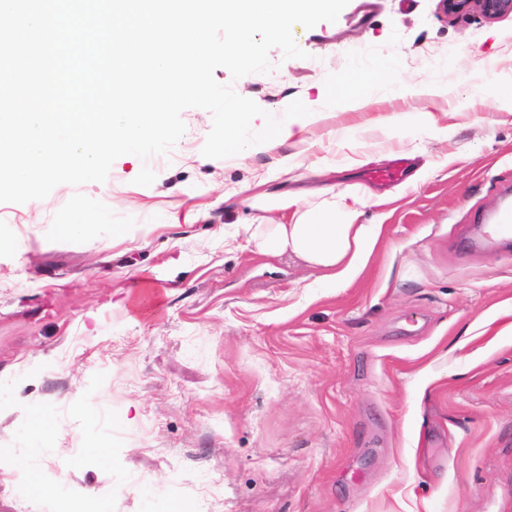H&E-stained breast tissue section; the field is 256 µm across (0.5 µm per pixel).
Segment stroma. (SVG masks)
<instances>
[{"label": "stroma", "instance_id": "35a3bbf8", "mask_svg": "<svg viewBox=\"0 0 512 512\" xmlns=\"http://www.w3.org/2000/svg\"><path fill=\"white\" fill-rule=\"evenodd\" d=\"M297 44L214 77L305 113L302 135L210 159L212 115L190 108L168 154L0 203V512H512V316L478 333L512 306V247L460 241L512 207V13L349 0ZM385 62L437 96L385 99ZM425 111L452 113L448 135L412 121ZM400 157L417 184L366 179ZM317 187L363 196L358 223L382 227L340 288L248 231ZM77 211L121 230L60 238Z\"/></svg>", "mask_w": 512, "mask_h": 512}]
</instances>
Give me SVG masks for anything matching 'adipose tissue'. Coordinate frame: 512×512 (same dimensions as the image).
I'll use <instances>...</instances> for the list:
<instances>
[{"mask_svg":"<svg viewBox=\"0 0 512 512\" xmlns=\"http://www.w3.org/2000/svg\"><path fill=\"white\" fill-rule=\"evenodd\" d=\"M360 202L340 191L321 205L301 209L291 196L285 201L293 210L290 222L255 225L251 238L260 253L294 254L318 270L320 284L342 286L362 272L379 240V225L358 223Z\"/></svg>","mask_w":512,"mask_h":512,"instance_id":"1","label":"adipose tissue"}]
</instances>
